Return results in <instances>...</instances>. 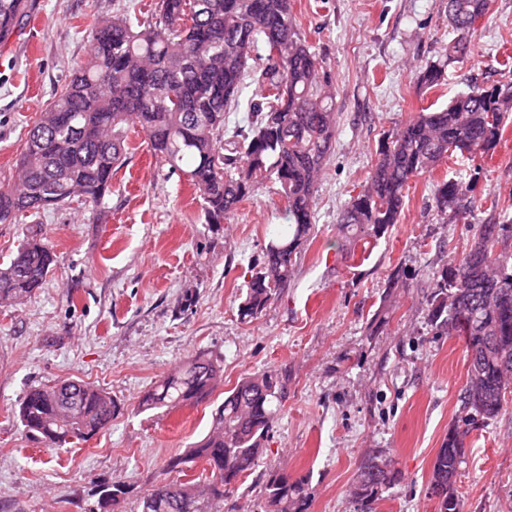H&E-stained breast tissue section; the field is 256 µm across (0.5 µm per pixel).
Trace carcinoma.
Segmentation results:
<instances>
[{"label":"carcinoma","instance_id":"1","mask_svg":"<svg viewBox=\"0 0 512 512\" xmlns=\"http://www.w3.org/2000/svg\"><path fill=\"white\" fill-rule=\"evenodd\" d=\"M489 0H448L458 36L419 75L437 86L445 67L472 53V20L486 15ZM37 0H0V48L20 31ZM261 50L266 64L251 67ZM259 96L247 103V125L228 127L247 82ZM512 122V83L478 87L447 105L423 109L386 136L363 189L345 202L337 230L351 246L379 239L404 214L412 178L450 159L491 156ZM137 127L154 155L199 193L208 224L227 215L266 182L279 185L288 233L270 240L252 267L241 319L254 318L291 279L300 247L314 220V200L336 136L331 77L293 17L292 0H157L151 21L134 24L125 13L97 21L87 36L83 62L27 131L16 160V178L0 186V224L37 218L74 201L93 212L112 190V175L125 161L127 131ZM472 183L450 178L434 185L443 220L471 212ZM469 249L448 252L427 295L429 321L461 338L467 378L456 424L438 449L427 495L437 512H462L455 483L465 439L478 423L496 419L512 390V217L493 213L472 226ZM56 261L36 230L8 262L0 263V304H19L46 282ZM223 376L221 365L198 354L160 379L139 402L143 411L174 409L208 396ZM288 378L277 369L250 374L227 391L208 433L186 457L168 462L180 470L194 458L210 462L211 479L162 482L138 502L137 512H224V495L251 473L286 397ZM119 411L103 388L62 380L30 389L18 408L27 433L55 445L86 441ZM396 479L390 459L374 456L362 467L353 497L374 504ZM264 512H308L304 479L271 472L263 484Z\"/></svg>","mask_w":512,"mask_h":512}]
</instances>
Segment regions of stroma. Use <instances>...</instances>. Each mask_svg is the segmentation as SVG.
Masks as SVG:
<instances>
[{
    "label": "stroma",
    "mask_w": 512,
    "mask_h": 512,
    "mask_svg": "<svg viewBox=\"0 0 512 512\" xmlns=\"http://www.w3.org/2000/svg\"><path fill=\"white\" fill-rule=\"evenodd\" d=\"M154 0H38L36 15L0 50V181L12 178L24 131L86 54L95 20L147 16ZM299 31L330 73L338 114L318 184L315 224L295 271L257 317L241 321L251 268L288 219L262 187L221 224L129 131L125 163L101 214L72 203L38 228L58 262L43 288L0 306V512H100L103 487L127 486V512L160 480L209 479L202 460L169 472L208 430L225 391L269 369L288 394L265 452L224 499V512H261L269 472L309 482V512H359L352 488L365 461L391 458L397 473L377 512H437L427 486L458 416L466 382L462 340L436 334L425 297L443 250L464 252L490 212L512 214V125L481 161L468 222L441 223L433 183L447 167L413 178L400 224L351 256L336 227L384 135L421 108L447 104L474 84L512 82V0H490L472 36L473 57L448 65L440 85L418 89L421 66L453 32L448 0H293ZM399 271L402 286L388 291ZM218 359L224 378L205 400L141 412L153 383L196 354ZM71 378L106 389L122 411L89 441L51 448L17 419L34 386ZM463 512H512V400L473 429L456 481Z\"/></svg>",
    "instance_id": "obj_1"
}]
</instances>
